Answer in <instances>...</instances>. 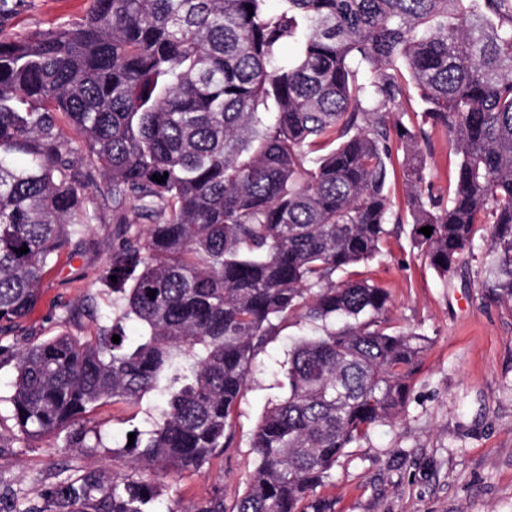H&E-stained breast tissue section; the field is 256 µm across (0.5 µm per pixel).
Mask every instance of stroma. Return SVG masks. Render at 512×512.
I'll use <instances>...</instances> for the list:
<instances>
[{
	"mask_svg": "<svg viewBox=\"0 0 512 512\" xmlns=\"http://www.w3.org/2000/svg\"><path fill=\"white\" fill-rule=\"evenodd\" d=\"M6 4L8 24L20 34L78 22L88 8L87 0ZM113 240L105 209L77 254L60 255L39 302L0 342L20 347L62 332L92 336L111 325L119 316L116 295L101 277ZM365 272L388 292L391 319L419 328L429 343L411 379L407 414L351 448L320 496L332 512H512V307L487 297L473 264L440 279L413 247L406 223ZM304 330L292 319L270 338L223 457L198 471L151 476L163 500L188 507L219 487L225 504L234 503L253 469L250 434L270 400L282 395L279 363ZM14 375L13 364L0 365V512L16 500L40 501L47 486L66 478L99 470L108 481L124 468L128 435L143 427L150 404L109 403L91 413L85 426L100 433L96 447H76L70 429L29 442L11 417Z\"/></svg>",
	"mask_w": 512,
	"mask_h": 512,
	"instance_id": "35a3bbf8",
	"label": "stroma"
}]
</instances>
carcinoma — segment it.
Returning a JSON list of instances; mask_svg holds the SVG:
<instances>
[{"label":"carcinoma","mask_w":512,"mask_h":512,"mask_svg":"<svg viewBox=\"0 0 512 512\" xmlns=\"http://www.w3.org/2000/svg\"><path fill=\"white\" fill-rule=\"evenodd\" d=\"M276 2L89 0L79 22L24 35L0 14V333L99 219L83 193L98 176L120 239L102 280L139 327L0 344L12 419L35 441L110 401L161 402L99 495L86 471L11 512H159L140 471L199 470L233 445L258 356L292 317L311 332L251 433L243 492L191 512H331L317 489L405 413L427 342L352 271L401 223L392 173L430 267L446 279L467 254L512 307V0ZM436 131L458 157L446 194Z\"/></svg>","instance_id":"carcinoma-1"}]
</instances>
